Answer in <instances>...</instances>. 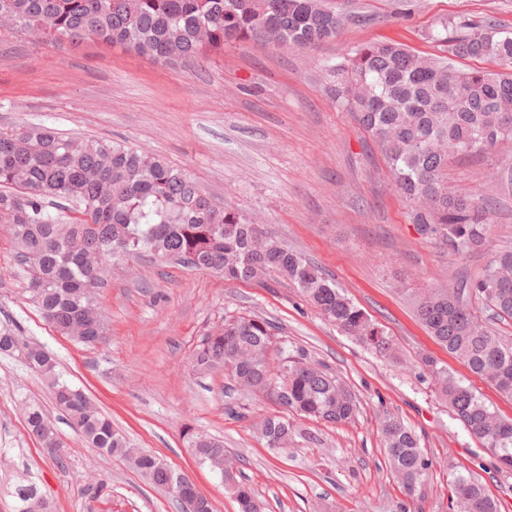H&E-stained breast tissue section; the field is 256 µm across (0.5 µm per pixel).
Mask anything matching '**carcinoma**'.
<instances>
[{
	"mask_svg": "<svg viewBox=\"0 0 512 512\" xmlns=\"http://www.w3.org/2000/svg\"><path fill=\"white\" fill-rule=\"evenodd\" d=\"M364 25L366 15L345 14L324 0H0V31H18L37 40L93 42L119 46L162 64H188L221 55L224 46L269 32L274 44L308 48L330 40L343 23ZM429 38L441 54L422 57L402 44L368 42L324 69L326 87L343 110L378 144L390 178L410 206L418 232L462 257L490 241L489 210L466 195L453 200L448 160L457 154H488L512 140V35L486 18H461L434 28ZM489 58L500 70L460 69L455 58ZM431 197L428 212L416 208ZM0 224L10 233L24 265L30 300L43 318L72 341L94 346L108 325L99 290L117 261L151 256L177 258L226 281H261L278 274L294 283L321 316L381 356L393 340L305 256L275 237L256 246L257 225L238 210L203 194L192 174L165 159L94 137L63 136L44 126L0 125ZM512 248L495 252L481 276L452 288L414 294L417 317L448 353L469 371L512 399V337L492 333L474 306L512 318ZM222 331L207 329L192 356L195 373L222 370L245 392L263 393L285 413L257 423L267 445L319 441L287 415L330 424L355 419L358 404L349 387L319 363L293 360L287 341L257 315L221 317ZM279 355L278 365L271 352ZM0 354L15 355L48 380L53 399L85 441L118 456L166 491L181 473L157 455L137 450L112 427L81 389L57 372L55 359L39 346L0 329ZM422 364L455 418L505 469L512 470V419L501 417L430 356ZM22 412L29 435L43 452L63 464L65 445L40 405ZM381 436L389 466L413 495L429 477L432 462L420 437L388 416ZM198 462L216 471L224 443L206 434H188ZM240 512H265L266 504L234 474H222ZM462 512H498L484 486L470 476L454 480ZM17 512L43 509L30 488L20 487ZM180 512H213L193 484L172 496Z\"/></svg>",
	"mask_w": 512,
	"mask_h": 512,
	"instance_id": "1",
	"label": "carcinoma"
}]
</instances>
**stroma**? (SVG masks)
<instances>
[{"label": "stroma", "mask_w": 512, "mask_h": 512, "mask_svg": "<svg viewBox=\"0 0 512 512\" xmlns=\"http://www.w3.org/2000/svg\"><path fill=\"white\" fill-rule=\"evenodd\" d=\"M371 14L336 39L302 49L262 40L228 46L223 56L164 65L90 43L57 45L0 33V125L42 124L56 131L122 142L189 169L206 194L224 199L322 268L396 347L379 357L323 320L283 279L233 282L171 262L113 266L100 292L106 343L75 344L56 333L25 295V273L0 228V326L57 361L85 388L134 447L186 473L215 512H239L220 473L199 466L186 428L223 440L267 512H460L455 476H473L512 512V471L454 418L420 364L434 356L507 417L512 401L472 375L417 321L410 295L478 276L492 251L512 246V140L491 154L453 158L448 182L493 200L488 250L448 254L408 217L378 146L324 90L322 71L365 42L396 41L436 53V24L491 18L512 32V0H329ZM250 313L272 322L294 356L324 364L355 393L359 413L338 425L311 423L320 441L268 448L256 421L274 405L239 391L224 372L194 374L190 355L222 316ZM40 403L64 440V464L43 455L25 430L19 402ZM421 438L431 473L415 496L392 474L380 435L386 417ZM0 448L7 471L30 470L51 512H178L171 497L126 461L90 447L53 402L47 383L0 355Z\"/></svg>", "instance_id": "35a3bbf8"}]
</instances>
